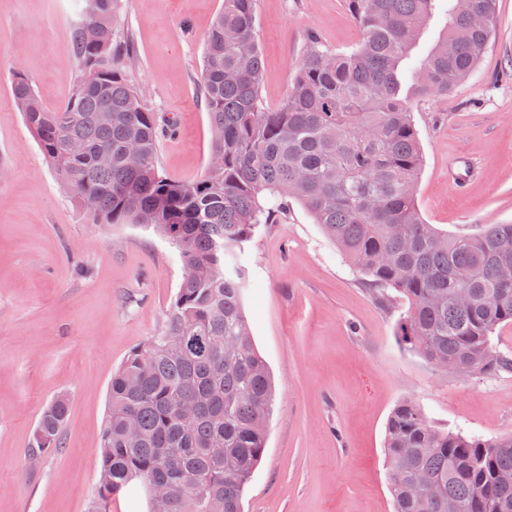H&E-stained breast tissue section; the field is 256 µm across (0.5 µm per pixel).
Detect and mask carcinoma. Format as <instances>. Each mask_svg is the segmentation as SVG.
<instances>
[{
	"instance_id": "carcinoma-1",
	"label": "carcinoma",
	"mask_w": 512,
	"mask_h": 512,
	"mask_svg": "<svg viewBox=\"0 0 512 512\" xmlns=\"http://www.w3.org/2000/svg\"><path fill=\"white\" fill-rule=\"evenodd\" d=\"M118 2L83 0L73 30L82 78L61 110H46L21 72L12 81L17 108L76 205L95 224L149 217L185 268L165 330L112 374L92 512L134 479L166 482L169 512H241L273 401L242 308L244 245L290 202L367 277L379 303L404 300L396 336L405 348L444 372L512 373V354L492 343L512 324V224L449 235L424 223L416 201L414 104L468 79L497 0H347L361 43L334 53L310 37L274 111L261 101L259 0H224L200 83L218 163L193 183L159 169L156 117L112 35ZM440 10L438 42L413 58ZM69 409L65 395L46 407L37 448L61 447ZM385 448L394 512H512V434L446 431L403 401L388 418Z\"/></svg>"
}]
</instances>
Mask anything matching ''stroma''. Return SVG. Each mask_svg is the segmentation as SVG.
<instances>
[{"instance_id":"1","label":"stroma","mask_w":512,"mask_h":512,"mask_svg":"<svg viewBox=\"0 0 512 512\" xmlns=\"http://www.w3.org/2000/svg\"><path fill=\"white\" fill-rule=\"evenodd\" d=\"M224 0H120L114 33L134 60L129 81L173 135L161 171L192 182L211 157L200 97L205 36ZM77 0H0V512H91L113 369L165 328L185 275L153 228L102 226L78 209L44 158L11 82L23 73L48 109L80 71ZM353 50L362 29L346 0H260L261 96L279 107L310 35ZM422 148L416 200L451 234L512 224V0H497L492 37L468 80L415 103ZM464 185L450 175L462 161ZM244 310L274 384L262 460L243 512H393L387 419L405 400L435 426L487 438L512 433V374L445 373L404 349L401 303L368 284L297 203L246 245ZM67 395L59 449L33 434Z\"/></svg>"}]
</instances>
